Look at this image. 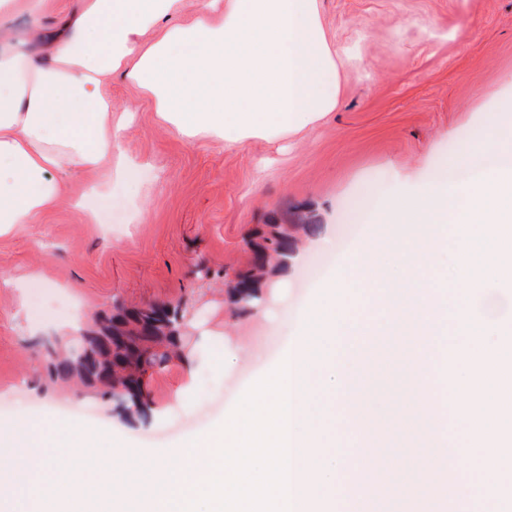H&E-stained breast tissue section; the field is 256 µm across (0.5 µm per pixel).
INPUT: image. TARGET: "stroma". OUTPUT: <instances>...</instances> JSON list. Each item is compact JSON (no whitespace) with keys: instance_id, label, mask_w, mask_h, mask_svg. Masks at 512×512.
I'll list each match as a JSON object with an SVG mask.
<instances>
[{"instance_id":"35a3bbf8","label":"stroma","mask_w":512,"mask_h":512,"mask_svg":"<svg viewBox=\"0 0 512 512\" xmlns=\"http://www.w3.org/2000/svg\"><path fill=\"white\" fill-rule=\"evenodd\" d=\"M80 0H43L40 14H0L10 48L24 35L57 29ZM339 66L336 111L280 139L241 149L211 138L186 144L162 128L149 94L113 77L107 90L133 119L123 146L130 164L113 182L111 215L87 223L77 206L100 176L67 169L57 177L68 201L47 216L0 234V423L27 419L43 435L61 426L126 451L112 484L142 477L154 455L224 420L237 400L274 368L297 326L353 255L372 251L366 279L398 278L405 266L385 209L431 183L463 185L475 164L506 166L480 154L489 118L512 124V0H320ZM272 211H303L322 227L288 275L263 290L260 307L235 314L224 271L242 268L243 241ZM210 269L207 281L198 265ZM58 291L32 305L28 290ZM167 302L190 311L189 364L149 384L143 421L124 419L111 400L50 384L40 337L78 335L113 305ZM404 339L366 328L369 372L357 398L378 430L398 429L408 379Z\"/></svg>"}]
</instances>
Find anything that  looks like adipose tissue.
<instances>
[{
    "mask_svg": "<svg viewBox=\"0 0 512 512\" xmlns=\"http://www.w3.org/2000/svg\"><path fill=\"white\" fill-rule=\"evenodd\" d=\"M183 0H82L54 31L0 48V232L65 199L55 171L112 176L124 122L106 86L146 93L182 139L231 147L299 132L334 111L339 71L319 0H210L186 25Z\"/></svg>",
    "mask_w": 512,
    "mask_h": 512,
    "instance_id": "ef3b65f1",
    "label": "adipose tissue"
}]
</instances>
